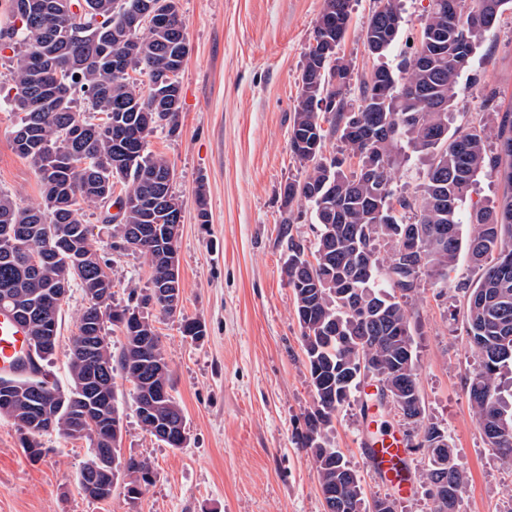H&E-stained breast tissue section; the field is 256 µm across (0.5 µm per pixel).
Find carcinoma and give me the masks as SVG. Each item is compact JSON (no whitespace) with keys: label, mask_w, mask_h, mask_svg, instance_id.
I'll return each instance as SVG.
<instances>
[{"label":"carcinoma","mask_w":512,"mask_h":512,"mask_svg":"<svg viewBox=\"0 0 512 512\" xmlns=\"http://www.w3.org/2000/svg\"><path fill=\"white\" fill-rule=\"evenodd\" d=\"M324 3L331 11L320 13L314 43L304 55L288 138L305 176L282 189L281 237L288 253L283 274L294 293L315 395L300 444L314 458L319 484L336 488L335 512H360L358 475L336 449L325 446V432L366 372L388 387L404 414L420 416L408 305L418 297L414 283L421 274L434 287L448 289L463 253L479 274L473 285L459 287L467 296L465 333L478 361L465 386L488 447L512 461V404L503 402L500 387L503 369L512 366V108L502 109L501 91L491 86L484 93L490 126L452 133L448 125L461 74L455 56L462 50L472 55L512 0H431L419 46L401 74L378 65L358 84L355 104L347 97L352 61L338 55L352 0ZM148 9L166 23L133 24L134 13ZM400 26L395 0H379L363 28L369 53L386 57ZM6 46L12 57L4 83L12 92L16 131L27 138L14 140V147L36 169L43 194L37 205L0 195V305L17 313L29 331L30 357L43 364L53 352H42L40 340L58 333L61 321L55 288L75 281L90 304L71 340L69 387L50 382L30 361L15 389H0V418L17 426L32 458L41 456L40 438L48 434L89 442L92 457L79 477L95 487L88 497L111 498L110 473L122 470L134 502L151 485L153 470L143 458L121 457L117 448L115 372L133 384L134 401L155 394L149 406H135L147 433L169 448L188 441L169 363L147 312L151 307L172 314L178 308L164 297L169 288L162 259L183 203L172 192L169 160L145 152L155 129H178L179 74L188 55L178 0H10V19L0 24V48ZM130 69L148 77V95ZM325 100L326 116L319 107ZM88 112L100 115L99 122L87 118ZM331 134L342 149L328 157ZM490 134L494 152L487 149ZM408 149L426 162L412 198L393 188ZM482 174L496 176L505 189L492 206L469 211L463 221L462 206ZM118 183L125 191L116 197ZM112 200L119 205V223L110 215L103 222L112 225L116 245H132L152 270L149 286L132 293L135 304L122 307L110 304L109 265L81 221L84 207ZM296 205L309 207L319 226L310 247L291 233ZM415 230L421 251L412 265L406 249ZM106 318L125 337L117 355L111 343H99ZM180 332L197 341L206 326L187 318ZM97 387L111 398L101 407ZM42 407L54 416L53 426L34 429ZM92 410L98 411L99 428L86 431L83 417ZM433 445L439 452L425 455L421 485L433 512H456L467 472L447 430L428 424L417 447L427 451ZM104 449L116 462L112 469L100 456ZM442 485L448 487L446 504L432 492Z\"/></svg>","instance_id":"cac0c4a2"}]
</instances>
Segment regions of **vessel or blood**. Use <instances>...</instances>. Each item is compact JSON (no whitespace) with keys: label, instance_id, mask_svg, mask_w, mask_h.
Instances as JSON below:
<instances>
[{"label":"vessel or blood","instance_id":"1","mask_svg":"<svg viewBox=\"0 0 512 512\" xmlns=\"http://www.w3.org/2000/svg\"><path fill=\"white\" fill-rule=\"evenodd\" d=\"M30 349L28 332L12 311L0 307V375L11 374ZM362 446L373 471L403 497L414 494L415 484L405 442L394 432L366 439Z\"/></svg>","mask_w":512,"mask_h":512}]
</instances>
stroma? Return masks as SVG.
<instances>
[{"instance_id":"stroma-1","label":"stroma","mask_w":512,"mask_h":512,"mask_svg":"<svg viewBox=\"0 0 512 512\" xmlns=\"http://www.w3.org/2000/svg\"><path fill=\"white\" fill-rule=\"evenodd\" d=\"M324 0H179L189 53L179 75L183 109L175 134L157 130L146 149L175 169L173 191L183 203L177 239L182 301L174 314L152 318L170 365L172 395L186 418L185 447H167L139 425L133 386L115 379L121 415L122 456L148 459L153 483L139 500L118 477L112 496L97 501L78 477L91 458L88 442L43 437L38 459L25 455L12 421L0 418V512H325L316 465L298 436L314 407L302 329L294 295L282 273L278 238L286 182L303 167L288 149V131L301 88L304 54L313 41ZM378 0H353L352 20L340 53L355 79L378 62L364 47L361 27ZM399 39L385 57L390 69L410 56L419 40L429 0H398ZM499 87L512 102V8L498 17L459 78L452 127L489 120L483 90ZM16 119L0 105V192L39 203L40 178L13 145ZM204 195L208 223L197 221ZM100 209L83 221L108 261L113 304L131 289L146 288L151 270L142 257L112 247ZM477 270L460 257L451 290L422 281L410 314L417 354L418 388L425 420L445 428L468 484L457 512H512V467L490 448L465 390L477 366L464 331L466 304L457 287ZM89 299L71 288L62 306L54 355L44 369L60 388L78 317ZM205 323L201 341L185 339L182 318ZM364 429L359 392L337 411L325 436L357 472L365 499L389 490L371 471L359 446Z\"/></svg>"}]
</instances>
